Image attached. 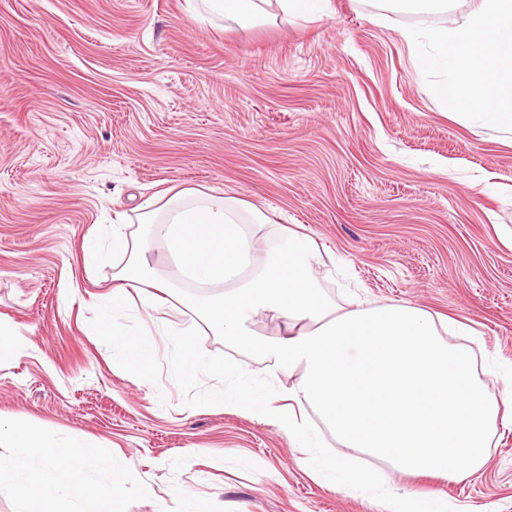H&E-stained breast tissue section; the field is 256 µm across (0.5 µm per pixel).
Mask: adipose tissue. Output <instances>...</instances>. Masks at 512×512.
<instances>
[{
  "instance_id": "ef3b65f1",
  "label": "adipose tissue",
  "mask_w": 512,
  "mask_h": 512,
  "mask_svg": "<svg viewBox=\"0 0 512 512\" xmlns=\"http://www.w3.org/2000/svg\"><path fill=\"white\" fill-rule=\"evenodd\" d=\"M202 2L225 19L251 21L274 12L314 15L327 0ZM154 248L169 256L175 275L196 284L194 306L225 339L275 370H301L280 393L269 379L225 370L231 385L223 402L270 421L302 450L313 446L299 420L310 406L346 449L408 475L459 483L485 466L497 428L512 429V392H487L471 347L458 341L459 323L414 305H337L318 285L315 242L225 193L178 191L145 212L139 230L113 225L108 243L88 248L87 266L111 256L122 261L99 324L110 327L113 354L132 375L148 369L156 342L130 334L122 321L136 307L157 309L169 288L151 275L146 254ZM127 281L145 285L140 298L125 292ZM258 313L286 323L282 337L250 330L247 321Z\"/></svg>"
}]
</instances>
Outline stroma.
<instances>
[{"instance_id": "1", "label": "stroma", "mask_w": 512, "mask_h": 512, "mask_svg": "<svg viewBox=\"0 0 512 512\" xmlns=\"http://www.w3.org/2000/svg\"><path fill=\"white\" fill-rule=\"evenodd\" d=\"M440 14L330 0L320 16L203 21L186 0H0V319L26 345L0 356V419L109 449L149 499L128 512H384L387 493H440L460 512H512V431L462 483L380 476L349 493L309 468L263 419L212 404L224 366L265 376L189 305L193 285L152 255L174 302L124 319L129 333L188 332L212 365L186 383L170 346L140 379L112 357L97 314L112 265L83 245L137 224L157 193L238 196L302 226L337 303L418 305L471 328L512 382V135L442 105L406 26Z\"/></svg>"}]
</instances>
